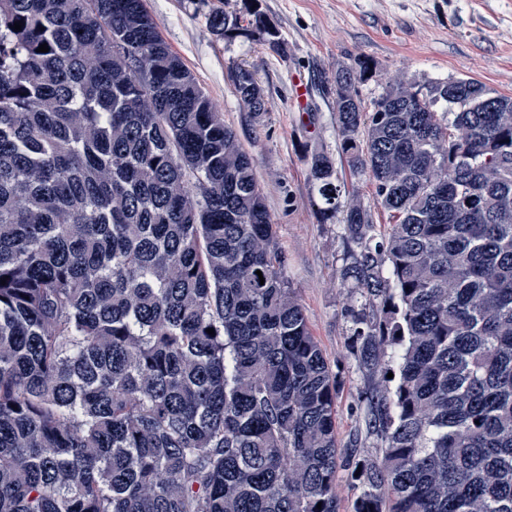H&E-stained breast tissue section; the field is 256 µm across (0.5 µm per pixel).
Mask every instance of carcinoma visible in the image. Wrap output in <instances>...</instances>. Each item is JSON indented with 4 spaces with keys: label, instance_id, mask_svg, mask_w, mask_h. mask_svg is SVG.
Listing matches in <instances>:
<instances>
[{
    "label": "carcinoma",
    "instance_id": "cac0c4a2",
    "mask_svg": "<svg viewBox=\"0 0 512 512\" xmlns=\"http://www.w3.org/2000/svg\"><path fill=\"white\" fill-rule=\"evenodd\" d=\"M255 4L211 31L287 55ZM333 94L391 219L306 151L358 361L396 348L375 459L338 441L256 159L145 0H0V512H339L340 468L353 512H512V96L400 80L368 111L347 69ZM358 485L351 479L348 471L340 469L336 475L335 493L340 504V512H352V505L359 495Z\"/></svg>",
    "mask_w": 512,
    "mask_h": 512
}]
</instances>
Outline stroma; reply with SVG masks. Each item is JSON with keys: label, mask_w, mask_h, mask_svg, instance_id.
<instances>
[{"label": "stroma", "mask_w": 512, "mask_h": 512, "mask_svg": "<svg viewBox=\"0 0 512 512\" xmlns=\"http://www.w3.org/2000/svg\"><path fill=\"white\" fill-rule=\"evenodd\" d=\"M163 37L194 72L242 147L288 257L286 275L308 328L338 380L336 430L343 449L381 456L384 438L369 427L365 398L392 388L391 349L361 365L342 311L362 297L344 274L340 220L322 222L311 203L306 149L338 154L330 89L338 70L372 66L356 89L372 105L396 77L426 85L468 76L512 96V0H259L288 44L287 55L262 33L232 40L212 34L207 17L242 12L243 0H147ZM239 66L265 90L266 110L247 112L231 80Z\"/></svg>", "instance_id": "obj_1"}]
</instances>
